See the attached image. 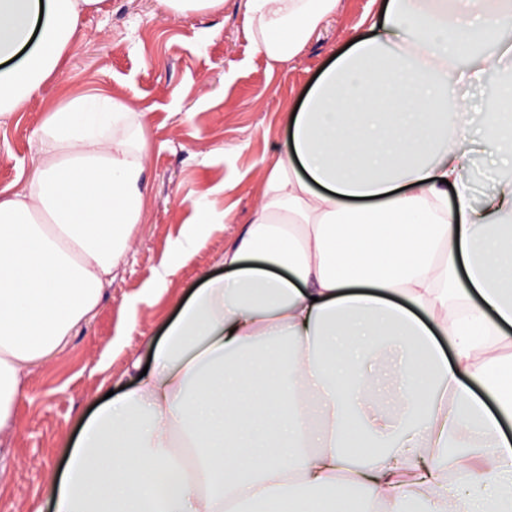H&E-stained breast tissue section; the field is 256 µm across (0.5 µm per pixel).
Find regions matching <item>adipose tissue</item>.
<instances>
[{
	"label": "adipose tissue",
	"mask_w": 512,
	"mask_h": 512,
	"mask_svg": "<svg viewBox=\"0 0 512 512\" xmlns=\"http://www.w3.org/2000/svg\"><path fill=\"white\" fill-rule=\"evenodd\" d=\"M100 2L0 0V125ZM336 2L245 0L269 66ZM511 23L512 0H383L289 113L223 276L182 306L154 368L84 423L53 512H512ZM463 80L494 107L469 110ZM144 115L103 91L70 96L34 132L24 191L0 194V431L22 371L97 306L129 246ZM482 150L502 177L479 196Z\"/></svg>",
	"instance_id": "1"
}]
</instances>
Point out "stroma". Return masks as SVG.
I'll use <instances>...</instances> for the list:
<instances>
[{
    "instance_id": "1",
    "label": "stroma",
    "mask_w": 512,
    "mask_h": 512,
    "mask_svg": "<svg viewBox=\"0 0 512 512\" xmlns=\"http://www.w3.org/2000/svg\"><path fill=\"white\" fill-rule=\"evenodd\" d=\"M380 4L338 0L295 59L271 68L248 32L244 0L181 14L159 0H102L84 15L66 67L0 126V191L14 192L33 173L35 129L67 94L102 90L148 111L145 206L131 249L97 307L21 377L13 423L0 432V512H52L67 440L107 393L132 387L180 305L223 273L225 248L256 213L263 171L285 151L288 113L338 51L368 34ZM200 199L224 223L163 272Z\"/></svg>"
}]
</instances>
